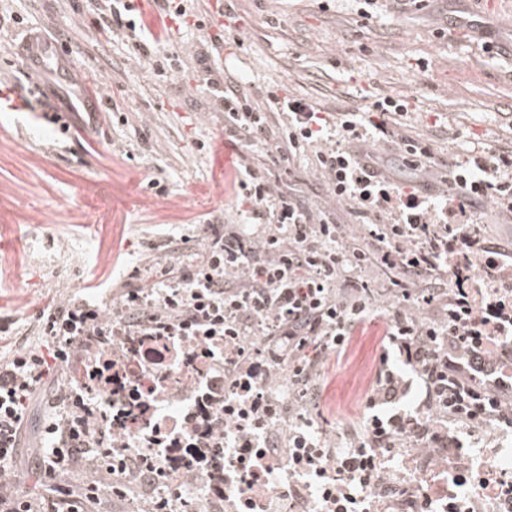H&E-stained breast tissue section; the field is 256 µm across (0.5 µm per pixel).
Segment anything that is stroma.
<instances>
[{"label": "stroma", "instance_id": "35a3bbf8", "mask_svg": "<svg viewBox=\"0 0 512 512\" xmlns=\"http://www.w3.org/2000/svg\"><path fill=\"white\" fill-rule=\"evenodd\" d=\"M231 6L221 16L216 0H196L201 28L162 21L141 0L143 23L179 57L164 76L132 54L123 32L99 26L90 0H10L0 10V76L14 94L37 99L43 82L18 54L32 35L47 39L68 70L64 87L49 92V107L0 111V321L8 326L1 357L44 344L37 315L49 303L85 298L111 312L132 273L168 260V239H184L179 261L191 264L207 220L256 233L238 205L234 180L242 164L312 215L334 214L347 227V245L368 247L360 218L334 198L311 157L283 168L273 163L270 142L225 134L201 63L216 32L241 40L235 52L221 50L218 65L254 98L275 86L335 113L363 111L373 97L405 99L400 129L426 142L432 161L403 162L396 141L366 149L392 178L426 182L434 195L447 187L449 160L512 144V16L489 12L479 0H382L368 24L356 0ZM78 88L99 92L97 128L69 109ZM384 344L383 323H366L321 365L320 426L357 427L365 378ZM51 400L45 391L31 406L21 474L33 470L45 442Z\"/></svg>", "mask_w": 512, "mask_h": 512}]
</instances>
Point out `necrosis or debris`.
Here are the masks:
<instances>
[{
    "mask_svg": "<svg viewBox=\"0 0 512 512\" xmlns=\"http://www.w3.org/2000/svg\"><path fill=\"white\" fill-rule=\"evenodd\" d=\"M457 232L459 259L441 272L449 291L465 293L480 307L512 300L498 286L500 279L512 277V266H504L497 277L475 278L473 269L488 261L485 245L477 239L475 224L458 225ZM170 382L172 398L152 403L149 418L132 429L127 421L137 404L122 382L114 381L111 394L94 400L101 429L124 435L133 455L148 447L154 421L195 417L217 395L228 404L235 400L231 388L216 386L208 372L192 376L181 367ZM257 391L278 413L258 432L231 428L224 470L211 467L210 449L184 437L174 457L165 458L162 475L136 480L127 472H113L115 506L134 503L143 510L162 497L168 498L171 512H246L271 500L277 512H302L315 505L311 479L289 474L294 451L289 446L292 389L287 376L258 384ZM431 415L429 407H417L409 414L417 436L396 435L393 448L375 453L373 478L364 492L369 512H448L452 501L460 512H512V428L491 413L474 420L435 421Z\"/></svg>",
    "mask_w": 512,
    "mask_h": 512,
    "instance_id": "necrosis-or-debris-1",
    "label": "necrosis or debris"
}]
</instances>
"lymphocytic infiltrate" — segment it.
<instances>
[{"instance_id": "lymphocytic-infiltrate-1", "label": "lymphocytic infiltrate", "mask_w": 512, "mask_h": 512, "mask_svg": "<svg viewBox=\"0 0 512 512\" xmlns=\"http://www.w3.org/2000/svg\"><path fill=\"white\" fill-rule=\"evenodd\" d=\"M96 9L107 30L137 31L133 46L153 62L157 73L175 66L176 55L161 54L152 32L138 31L134 0H98ZM224 110V131L247 140L273 139L276 161L313 152L315 166L327 175L337 200L364 218V250L345 245V227L328 215L313 216L297 199L273 195L267 178L243 168L240 201L253 220L264 224L261 239L221 224H209L197 260L187 267L157 263L148 285L127 283L109 316L86 301L58 302L40 310L38 321L47 345L0 359V512H98L111 496L110 470L88 478L79 468L90 460L87 441L96 417L84 399L70 396L77 376L97 379L98 394L109 391V378L129 384L153 378L151 394L171 395L169 379L184 355L196 371L208 369L214 351L239 367L236 387L245 399L233 408L235 420L251 422L275 415L272 404L251 396L259 379L287 369L296 394L293 446L299 467L315 468L321 484L337 486L335 472L322 460L334 440L310 418L320 406L319 365L343 350L359 325L373 319L371 292L357 273L371 263L399 275L400 290L383 314L390 344L419 375L425 398L436 409L466 416L472 404L490 407L512 421V395L494 381H480L495 361L481 348L498 316L441 288L436 272L448 262V215L467 213L493 202L512 214V146L481 150L448 164V200L436 203L428 186L404 187L384 175L361 147L399 136L397 116L408 110L402 98L370 102L363 112L331 114L306 100L268 92L265 107L231 81L213 83ZM435 306L421 321L410 303ZM257 322L269 341L258 357L241 360L237 338L243 324ZM56 388L58 410L45 426L34 483L21 488L17 456L29 408L46 385ZM224 403L211 414L186 423L155 424L158 438L176 434L205 438L209 447L224 445ZM361 447L344 457L353 470L369 471L368 448H389L397 433H413L404 413L371 415Z\"/></svg>"}]
</instances>
